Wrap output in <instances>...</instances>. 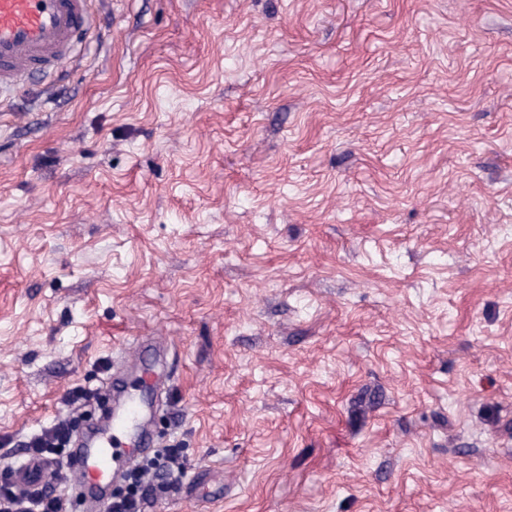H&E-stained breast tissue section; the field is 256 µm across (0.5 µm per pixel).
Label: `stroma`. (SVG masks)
I'll return each mask as SVG.
<instances>
[{
  "instance_id": "35a3bbf8",
  "label": "stroma",
  "mask_w": 512,
  "mask_h": 512,
  "mask_svg": "<svg viewBox=\"0 0 512 512\" xmlns=\"http://www.w3.org/2000/svg\"><path fill=\"white\" fill-rule=\"evenodd\" d=\"M0 97V469L122 348L143 512H512V0H89ZM146 354L149 357V363H141L146 369L144 373L150 377H157L161 373V360L157 354V346L154 343H145L144 341L131 351H124L122 363L126 362H139L142 355ZM182 450L176 445L159 448L134 468L125 491L113 497L110 512H141L147 495L166 497L174 491L183 473Z\"/></svg>"
}]
</instances>
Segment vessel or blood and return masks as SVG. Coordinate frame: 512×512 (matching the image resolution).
Returning a JSON list of instances; mask_svg holds the SVG:
<instances>
[{"instance_id": "vessel-or-blood-1", "label": "vessel or blood", "mask_w": 512, "mask_h": 512, "mask_svg": "<svg viewBox=\"0 0 512 512\" xmlns=\"http://www.w3.org/2000/svg\"><path fill=\"white\" fill-rule=\"evenodd\" d=\"M93 25L88 0H0V90L52 68L72 54ZM124 359L145 361L147 376L161 373L155 344L140 343ZM101 392L105 405L96 423L84 424L63 461L81 512H101L135 458L153 444L145 425L148 403L118 376L107 380ZM52 468V462L28 460L7 472L5 481L17 493H26L41 485Z\"/></svg>"}]
</instances>
